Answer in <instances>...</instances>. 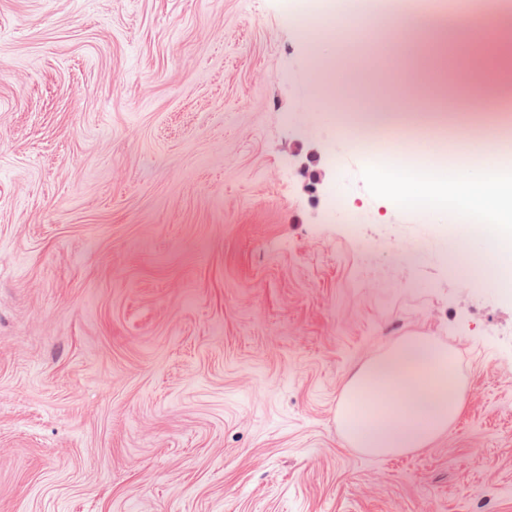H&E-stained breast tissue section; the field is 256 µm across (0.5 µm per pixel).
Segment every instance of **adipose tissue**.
<instances>
[{
	"instance_id": "obj_1",
	"label": "adipose tissue",
	"mask_w": 512,
	"mask_h": 512,
	"mask_svg": "<svg viewBox=\"0 0 512 512\" xmlns=\"http://www.w3.org/2000/svg\"><path fill=\"white\" fill-rule=\"evenodd\" d=\"M395 47L392 68L399 79L396 97L419 101L430 110L434 99L458 95L453 81L428 82L429 42L460 45L475 65L486 61L484 43L471 34V23L423 12L411 18L402 35L388 37ZM464 402L452 351L426 336H406L384 354L360 366L350 378L338 419L347 442L369 454L393 455L430 446L458 417Z\"/></svg>"
}]
</instances>
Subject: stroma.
<instances>
[{"label": "stroma", "instance_id": "1", "mask_svg": "<svg viewBox=\"0 0 512 512\" xmlns=\"http://www.w3.org/2000/svg\"><path fill=\"white\" fill-rule=\"evenodd\" d=\"M326 0H0V512H512V290L336 164ZM363 165L453 169L364 136ZM328 170L309 191L298 167ZM405 336L462 412L372 456L336 412ZM354 20L355 19H339L336 18V16H334L331 13L324 15V17L319 21V23H317L318 30H316L312 35H310L311 52H315V54H318V45L325 35L335 32V30H343L349 28Z\"/></svg>", "mask_w": 512, "mask_h": 512}]
</instances>
